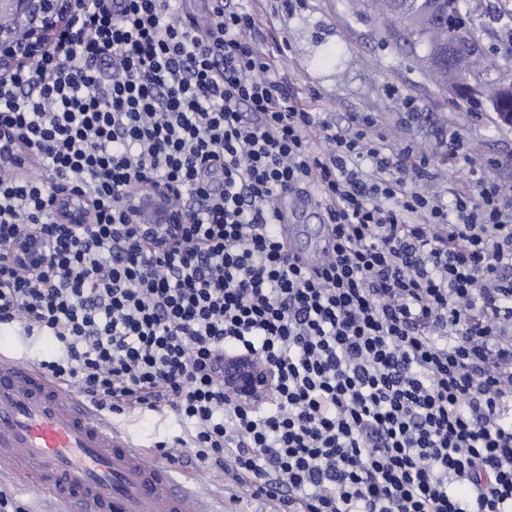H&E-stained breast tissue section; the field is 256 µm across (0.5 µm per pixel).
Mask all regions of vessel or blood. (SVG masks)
I'll list each match as a JSON object with an SVG mask.
<instances>
[{"mask_svg": "<svg viewBox=\"0 0 512 512\" xmlns=\"http://www.w3.org/2000/svg\"><path fill=\"white\" fill-rule=\"evenodd\" d=\"M19 359L0 353V475L50 494L60 512H219L196 479Z\"/></svg>", "mask_w": 512, "mask_h": 512, "instance_id": "vessel-or-blood-1", "label": "vessel or blood"}]
</instances>
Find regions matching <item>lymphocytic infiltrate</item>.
Here are the masks:
<instances>
[{
    "mask_svg": "<svg viewBox=\"0 0 512 512\" xmlns=\"http://www.w3.org/2000/svg\"><path fill=\"white\" fill-rule=\"evenodd\" d=\"M74 0L33 64L0 80V127L38 178L0 169V327L50 338L48 378L115 414L166 411L189 448L278 512H512V210L491 185L409 188L367 134L287 90L255 13L211 0ZM189 214L135 245L120 197L141 176ZM95 206L60 223L58 186ZM318 191L331 249L304 266L275 227ZM52 237L38 275L8 247ZM268 362L267 401L224 390V354Z\"/></svg>",
    "mask_w": 512,
    "mask_h": 512,
    "instance_id": "lymphocytic-infiltrate-1",
    "label": "lymphocytic infiltrate"
}]
</instances>
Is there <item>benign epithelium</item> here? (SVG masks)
Masks as SVG:
<instances>
[{"mask_svg":"<svg viewBox=\"0 0 512 512\" xmlns=\"http://www.w3.org/2000/svg\"><path fill=\"white\" fill-rule=\"evenodd\" d=\"M72 0H0V15L12 19V27L0 29V71L18 63L30 62L51 43L67 19ZM32 158L14 134L0 129V168L23 174ZM66 223L86 227L91 217L90 202L77 192L66 190L57 195ZM127 220L135 226L136 238L164 247L182 237L188 223L187 211L176 205L165 191L141 183L122 198ZM14 264L25 272L37 273L52 261L53 241L44 233L23 231L10 245ZM275 375L271 366L258 358L224 355V390L240 405L251 408L271 395Z\"/></svg>","mask_w":512,"mask_h":512,"instance_id":"1","label":"benign epithelium"}]
</instances>
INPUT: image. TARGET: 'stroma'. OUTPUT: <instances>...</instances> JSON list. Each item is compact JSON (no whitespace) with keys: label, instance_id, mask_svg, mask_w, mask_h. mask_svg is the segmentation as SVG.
<instances>
[{"label":"stroma","instance_id":"stroma-1","mask_svg":"<svg viewBox=\"0 0 512 512\" xmlns=\"http://www.w3.org/2000/svg\"><path fill=\"white\" fill-rule=\"evenodd\" d=\"M498 0H475L464 23L483 48L484 71L470 76L473 97L460 99L432 82L418 54L397 42L369 11L366 0H243L259 19L257 48L277 54L284 82L312 111L351 126L372 121L370 135L392 153L411 187L450 197L482 182L512 184V128L500 127L488 97L512 79V33L493 20ZM113 424L139 444L155 448L179 431L161 411L112 415ZM179 469L192 472L202 492L228 512H271L265 496L221 470L201 468L183 449Z\"/></svg>","mask_w":512,"mask_h":512}]
</instances>
